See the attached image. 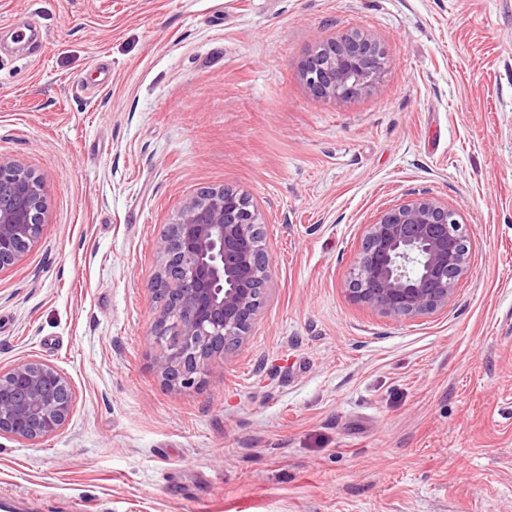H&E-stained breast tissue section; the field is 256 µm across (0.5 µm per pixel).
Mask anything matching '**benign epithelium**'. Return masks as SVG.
Returning <instances> with one entry per match:
<instances>
[{"label": "benign epithelium", "instance_id": "1", "mask_svg": "<svg viewBox=\"0 0 512 512\" xmlns=\"http://www.w3.org/2000/svg\"><path fill=\"white\" fill-rule=\"evenodd\" d=\"M384 60L371 38L345 33L317 45L302 79L314 97L352 98L376 85ZM44 212L42 179L0 157V270L38 239ZM156 252V367L167 385L185 387L214 358L241 346L258 312L270 271L259 211L236 190H202L184 202ZM468 261L458 214L436 198L416 197L369 225L350 291L388 316L419 318L447 306ZM73 408L72 387L55 367L27 359L0 371V434L40 442L62 428Z\"/></svg>", "mask_w": 512, "mask_h": 512}]
</instances>
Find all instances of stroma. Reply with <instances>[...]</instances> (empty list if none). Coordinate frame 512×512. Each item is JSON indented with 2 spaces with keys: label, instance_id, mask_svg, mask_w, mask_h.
<instances>
[{
  "label": "stroma",
  "instance_id": "obj_1",
  "mask_svg": "<svg viewBox=\"0 0 512 512\" xmlns=\"http://www.w3.org/2000/svg\"><path fill=\"white\" fill-rule=\"evenodd\" d=\"M349 31L379 82L313 97L303 62ZM0 157L46 193L0 271V370L76 397L48 439L0 435V512H512V0H0ZM221 187L257 205L270 279L244 344L172 389L155 242ZM419 195L469 265L394 318L349 282Z\"/></svg>",
  "mask_w": 512,
  "mask_h": 512
}]
</instances>
